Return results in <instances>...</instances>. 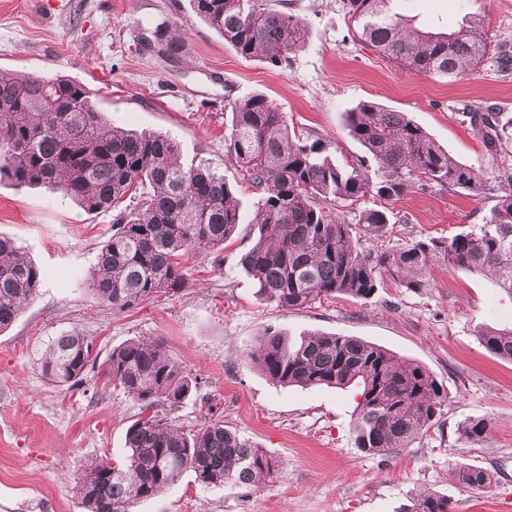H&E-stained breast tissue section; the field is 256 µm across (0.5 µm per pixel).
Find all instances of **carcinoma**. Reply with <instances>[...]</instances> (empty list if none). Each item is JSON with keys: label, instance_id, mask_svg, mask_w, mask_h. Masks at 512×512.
<instances>
[{"label": "carcinoma", "instance_id": "carcinoma-1", "mask_svg": "<svg viewBox=\"0 0 512 512\" xmlns=\"http://www.w3.org/2000/svg\"><path fill=\"white\" fill-rule=\"evenodd\" d=\"M198 17L240 56L288 67L309 29L270 0H192ZM395 0H347L357 22L353 38L396 67L455 82L473 74L491 40L486 17L467 13L450 32L424 31L394 10ZM153 39L176 60L185 40L158 25ZM225 153L240 168L241 185L256 198L254 236L240 265L260 298L285 309L307 307L336 295L367 298L390 278L416 291L438 267L491 273L512 294V116L463 113L489 155L499 158L497 197L480 233L412 239L401 247L377 244L389 231L386 212L363 207L366 198L393 199L411 189L458 188L476 196L487 185L479 170L449 156L404 112L373 100L345 113L348 135L362 155L341 165L331 143L311 130L296 131L267 95L229 100ZM174 138L112 123L80 82L65 75H0V179L16 187L48 185L86 213L112 211V235L98 254L89 291L117 311L136 308L184 287V268L200 251H220L243 223L236 189L207 162L184 166ZM375 247L363 246V241ZM40 273L19 247L0 238V332L37 296ZM479 343L512 361V328H487ZM249 363L283 387L352 388L360 395L352 438L369 455L409 447L432 425L448 391L423 364L356 336L281 331L257 337ZM92 359V343L79 333L55 337L43 363L52 382H78ZM108 382L141 406L126 432L127 455L116 464L83 465L79 493L85 512H132L190 471L205 488L251 486L277 474L275 460L216 419L186 431L159 409L174 410L197 388V379L159 341L130 340L104 361ZM485 419H466L462 438H486ZM462 486L485 489L488 470L461 465ZM448 498L417 497L407 512H449Z\"/></svg>", "mask_w": 512, "mask_h": 512}]
</instances>
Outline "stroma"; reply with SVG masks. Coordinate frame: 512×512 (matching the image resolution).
Here are the masks:
<instances>
[{"mask_svg": "<svg viewBox=\"0 0 512 512\" xmlns=\"http://www.w3.org/2000/svg\"><path fill=\"white\" fill-rule=\"evenodd\" d=\"M275 2L309 26L305 46L283 70L237 55L198 19L191 0H0V72L70 76L113 123L171 135L181 163L208 161L232 184L240 174L224 153V105L254 91L279 104L295 127L330 140L338 161L362 153L346 132L345 112L375 100L407 113L454 159L498 184L497 161L461 112L512 116V70L497 62L501 52L512 53V0H403L402 13L433 31L457 27L468 13L486 16L491 50L477 72L455 83L401 71L356 42L344 0ZM161 23L186 36L187 52L172 63L139 41ZM237 198L245 224L220 255L187 262L179 295L116 313L88 290L112 234L111 212L89 215L48 187L0 182V236L24 248L41 278L35 300L0 332V512H84L80 466L117 462L126 452L140 406L107 383L101 367L87 368L74 385L43 373L52 338L72 330L102 360L131 339L162 342L198 381L172 420L187 430L223 420L280 465L277 478L257 489L204 488L187 472L135 512H401L424 492L447 496L451 512H512V362L477 339L485 328L512 327V295L489 274L448 268L434 270L429 287L416 292L388 281L366 299L277 308L256 295L240 265L255 198L247 190ZM495 203L491 193L428 189L373 205L389 215L385 245L397 247L415 237L479 232ZM270 328L357 336L424 364L448 390L442 416L399 453L359 452L351 434L354 390L282 387L250 365L246 348ZM467 418L489 422L484 441L460 439L457 426ZM460 463L488 469L493 484L462 487L454 473Z\"/></svg>", "mask_w": 512, "mask_h": 512, "instance_id": "obj_1", "label": "stroma"}]
</instances>
